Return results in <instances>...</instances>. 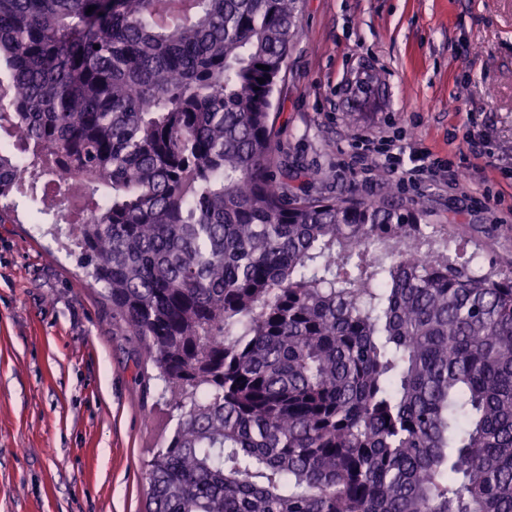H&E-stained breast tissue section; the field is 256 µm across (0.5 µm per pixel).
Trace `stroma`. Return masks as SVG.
I'll return each mask as SVG.
<instances>
[{
    "label": "stroma",
    "mask_w": 512,
    "mask_h": 512,
    "mask_svg": "<svg viewBox=\"0 0 512 512\" xmlns=\"http://www.w3.org/2000/svg\"><path fill=\"white\" fill-rule=\"evenodd\" d=\"M275 98L282 153L328 196L382 197L397 182L348 170L356 137L398 129L444 159L482 133L468 196L424 175L399 198L512 261V232L478 207L490 184L512 204V0H303ZM100 291L76 247L0 224V512H142L143 461L173 423Z\"/></svg>",
    "instance_id": "stroma-1"
}]
</instances>
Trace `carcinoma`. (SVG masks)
<instances>
[{
	"label": "carcinoma",
	"instance_id": "carcinoma-1",
	"mask_svg": "<svg viewBox=\"0 0 512 512\" xmlns=\"http://www.w3.org/2000/svg\"><path fill=\"white\" fill-rule=\"evenodd\" d=\"M300 3L0 0V224L16 194L72 221L46 208L72 173L80 264L177 412L144 512H512V263L290 190Z\"/></svg>",
	"mask_w": 512,
	"mask_h": 512
}]
</instances>
